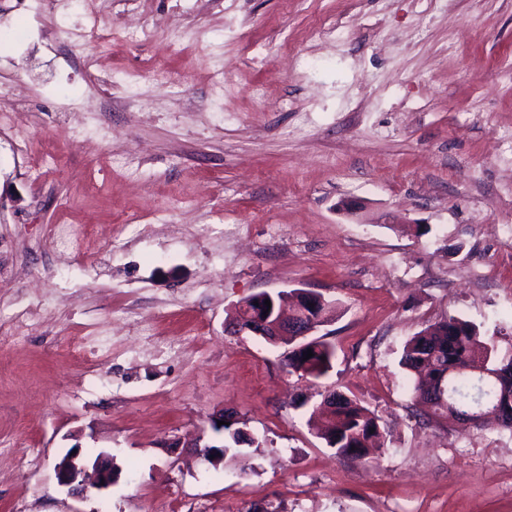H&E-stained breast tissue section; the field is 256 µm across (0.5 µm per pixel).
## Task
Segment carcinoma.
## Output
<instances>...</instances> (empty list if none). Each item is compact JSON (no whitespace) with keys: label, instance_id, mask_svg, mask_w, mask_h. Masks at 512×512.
Wrapping results in <instances>:
<instances>
[{"label":"carcinoma","instance_id":"carcinoma-1","mask_svg":"<svg viewBox=\"0 0 512 512\" xmlns=\"http://www.w3.org/2000/svg\"><path fill=\"white\" fill-rule=\"evenodd\" d=\"M285 365L300 377L318 378L328 372L334 347L321 337H288ZM313 356L305 358L307 351ZM401 364L412 377L415 404L427 417L449 422L460 411L478 414L475 427L490 422L512 430V345L501 348L484 339L478 328L450 316L406 341ZM319 407L328 411L319 438L340 456H364L384 451L381 418L361 402L336 391L323 395Z\"/></svg>","mask_w":512,"mask_h":512}]
</instances>
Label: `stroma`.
Segmentation results:
<instances>
[{
	"label": "stroma",
	"instance_id": "35a3bbf8",
	"mask_svg": "<svg viewBox=\"0 0 512 512\" xmlns=\"http://www.w3.org/2000/svg\"><path fill=\"white\" fill-rule=\"evenodd\" d=\"M95 22L109 85L72 0H0V324L35 326L0 343V512H512V432L419 416L400 364L449 315L512 345V0H96ZM294 288L338 305L317 379L224 330ZM325 390L377 413L384 454L318 437ZM225 410L251 442L216 467L191 442ZM75 446L112 454L111 487L58 485ZM85 240V230L80 226H67L60 232L56 248L69 254L82 252Z\"/></svg>",
	"mask_w": 512,
	"mask_h": 512
}]
</instances>
